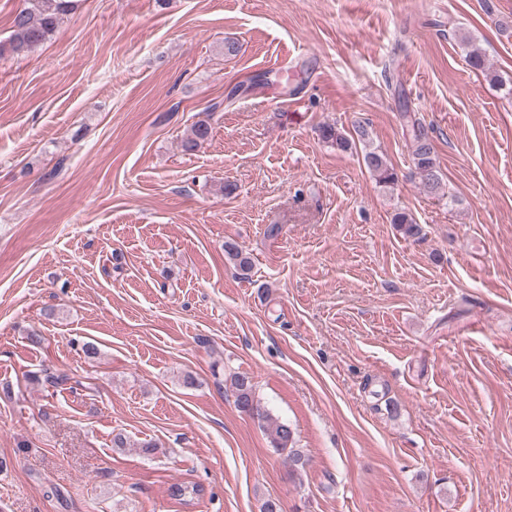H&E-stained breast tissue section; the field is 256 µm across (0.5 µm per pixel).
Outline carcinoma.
<instances>
[{"label":"carcinoma","instance_id":"carcinoma-1","mask_svg":"<svg viewBox=\"0 0 512 512\" xmlns=\"http://www.w3.org/2000/svg\"><path fill=\"white\" fill-rule=\"evenodd\" d=\"M81 0H24V7L13 18V34L5 41H0V56H23L39 45L45 43L55 34L63 17L74 13L80 6ZM402 118L410 128L412 140V156L416 170L420 175V184L423 191L436 193L442 188L440 173L434 158L432 140L424 125L411 112L404 111ZM356 139L349 138L345 132L334 126H325L321 130L322 138L340 150L352 148V144H362V160L375 181L384 188H389L398 180L395 169L388 163L385 155L371 147L370 132L360 121L353 126ZM211 127L206 121L196 122L191 135L184 144L183 150L194 151L197 146L207 140ZM393 224L406 236H415L419 233L416 224L410 215L404 211L393 216ZM235 402L238 408L250 412L263 422L272 447L276 451L288 452V460L294 466V471L302 470L306 461L301 451L294 448L293 431L287 423L272 418L261 410L255 403L253 386L246 375H236L232 379Z\"/></svg>","mask_w":512,"mask_h":512}]
</instances>
